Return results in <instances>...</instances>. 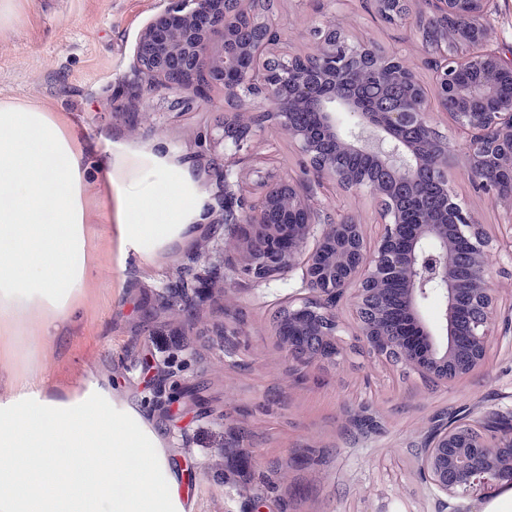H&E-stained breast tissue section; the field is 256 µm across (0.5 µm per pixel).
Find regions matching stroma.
Returning a JSON list of instances; mask_svg holds the SVG:
<instances>
[{"instance_id":"obj_1","label":"stroma","mask_w":512,"mask_h":512,"mask_svg":"<svg viewBox=\"0 0 512 512\" xmlns=\"http://www.w3.org/2000/svg\"><path fill=\"white\" fill-rule=\"evenodd\" d=\"M14 2V21L0 35V102L31 103L58 116L78 132L90 167L107 149L142 163L156 155L190 164L205 207L197 237L215 232L210 209L219 200L223 162L201 144L224 116L223 94L186 109L165 89L140 99L125 91L137 37L169 0ZM361 4L276 0L286 21L280 53L307 54L313 28L332 20L350 42L412 55L417 79L433 89L435 74L415 32L426 0H411L408 16L393 24L372 22ZM305 164L270 122L238 167L248 196L260 193L262 173L286 175L375 239L382 229L376 199L316 183ZM448 188L492 240L487 273L500 319L486 370L431 389L413 370L355 342L357 321L345 297L337 306L345 357L322 371H289L272 317L302 294L301 270L257 283L232 271L235 251H225V266L216 270L196 254L194 240L121 258L107 190L93 178V262L84 290L50 331L0 335V399L24 380L52 397L94 381L109 386L164 438L172 468L187 477L185 512H248L256 497L264 512H442L416 460L432 418L451 408L476 419L512 411V261L500 250L503 212L460 167L449 168ZM211 283L216 294L201 295ZM147 360L157 368L173 361L178 380L191 388L193 399L179 412L153 405L142 374Z\"/></svg>"}]
</instances>
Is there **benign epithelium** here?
Segmentation results:
<instances>
[{"instance_id": "benign-epithelium-1", "label": "benign epithelium", "mask_w": 512, "mask_h": 512, "mask_svg": "<svg viewBox=\"0 0 512 512\" xmlns=\"http://www.w3.org/2000/svg\"><path fill=\"white\" fill-rule=\"evenodd\" d=\"M262 2L170 0L138 37L129 90L141 95L164 87L201 99L220 86L224 100L237 105L247 96L269 100L277 105V122L316 174L341 189H365L377 199L384 228L369 247L362 225L333 218L303 185L285 175L266 174L256 201L243 195L240 172L233 164L257 136L258 126L240 122L238 109L226 110L224 122L205 138L209 148L227 157L219 172L221 208L212 223L224 225L234 243L238 258L233 270L266 283L302 269L309 296L288 302L273 322L288 366L320 369L343 355L336 300L349 291L358 319L356 338L372 355L401 363L436 387L487 369V349L497 335L499 317L496 294L486 278L490 240L482 225L449 194L451 222L436 218L406 223L396 187L379 190L367 180L349 179L336 169L333 156L323 151L313 132L290 120L294 106L315 112L320 131L332 143L369 155L388 175L411 186L424 167L447 176L443 159L451 151L439 134L428 152L394 136L396 129L433 130L424 87L400 67L399 58L364 42L351 45L328 26L315 28L321 53L299 69L294 60L274 50L279 23L260 9ZM494 2L432 0L435 15L470 31L471 45L478 51L450 60L441 53L448 38H441L433 47L437 56L431 65L435 105L472 133L465 167L475 188L500 199L502 188L489 163L496 159L512 168V100L498 99L500 88L512 85V47H488L487 21ZM378 4L391 16L408 14L409 0ZM249 11L259 20L252 25L248 45L251 66L242 68L228 35ZM354 61L377 76L392 73L405 80L409 107L364 105L346 84L345 72ZM459 239L468 243L470 264L465 269L454 247ZM394 279L403 284L399 298L408 323L407 333L399 335L391 333L386 314L388 284ZM431 300L441 303L435 324L423 313ZM417 460L426 481L447 497L512 483V415L453 427L437 419Z\"/></svg>"}]
</instances>
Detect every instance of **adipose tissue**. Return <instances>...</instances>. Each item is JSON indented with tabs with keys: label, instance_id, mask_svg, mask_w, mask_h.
<instances>
[{
	"label": "adipose tissue",
	"instance_id": "1",
	"mask_svg": "<svg viewBox=\"0 0 512 512\" xmlns=\"http://www.w3.org/2000/svg\"><path fill=\"white\" fill-rule=\"evenodd\" d=\"M120 167L107 154L88 170L77 133L51 112L0 102L1 336L69 316L91 263L90 173L116 191L122 255L170 245L200 217L189 169L164 161L120 179ZM0 448L21 459L0 467V512H182L161 439L101 383L67 400L21 385L0 400Z\"/></svg>",
	"mask_w": 512,
	"mask_h": 512
}]
</instances>
